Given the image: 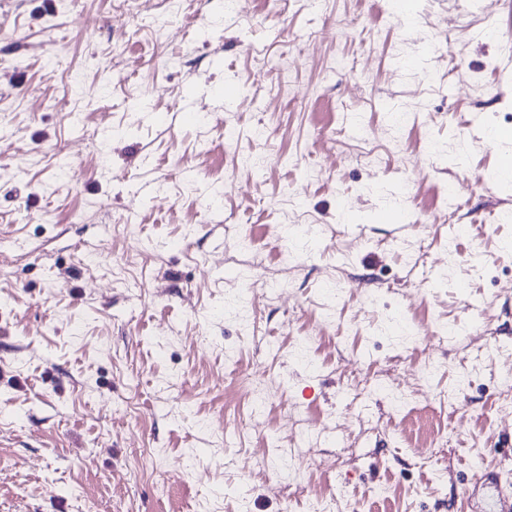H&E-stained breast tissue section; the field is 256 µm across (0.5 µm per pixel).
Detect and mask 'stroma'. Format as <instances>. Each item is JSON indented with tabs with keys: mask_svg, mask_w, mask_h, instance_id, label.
I'll use <instances>...</instances> for the list:
<instances>
[{
	"mask_svg": "<svg viewBox=\"0 0 512 512\" xmlns=\"http://www.w3.org/2000/svg\"><path fill=\"white\" fill-rule=\"evenodd\" d=\"M510 55L512 0H0V512L512 496Z\"/></svg>",
	"mask_w": 512,
	"mask_h": 512,
	"instance_id": "obj_1",
	"label": "stroma"
}]
</instances>
